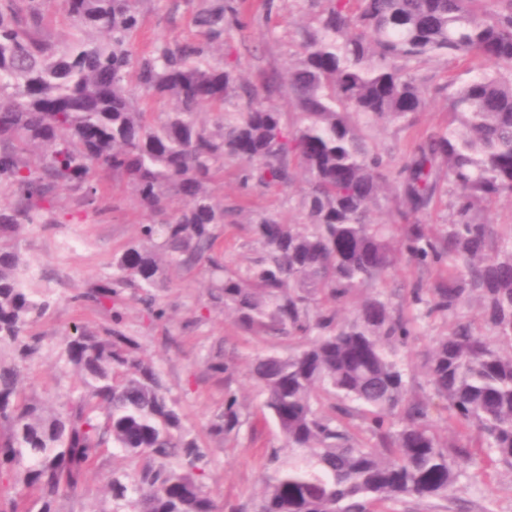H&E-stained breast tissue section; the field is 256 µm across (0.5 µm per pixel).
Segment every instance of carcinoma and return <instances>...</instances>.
Segmentation results:
<instances>
[{
    "instance_id": "obj_1",
    "label": "carcinoma",
    "mask_w": 512,
    "mask_h": 512,
    "mask_svg": "<svg viewBox=\"0 0 512 512\" xmlns=\"http://www.w3.org/2000/svg\"><path fill=\"white\" fill-rule=\"evenodd\" d=\"M43 2L0 0V512H64L114 448L127 470L112 474L109 503L85 512H224L198 435L121 313L100 333L76 326L67 336L69 392L50 402L21 387L42 354L34 328L50 302L28 287L14 240L58 223L61 192L108 209L103 171L152 220L113 258L112 278L71 301L104 308L132 287L163 323L153 289L170 270H198L210 307L231 311L242 333L298 341L251 366L262 410L292 452L263 477L251 512L448 502L477 461L512 468V230L487 218L512 196V0H317L298 61L268 85L293 102L290 117L258 101L239 62L211 53L242 24L245 0L194 11L205 41L141 52V0H59L71 29L61 41L42 34ZM434 57L446 59L448 81L431 90L423 67ZM429 93L448 105V123L432 131L419 129ZM143 95L173 107L145 112ZM233 97L242 107L224 111ZM379 122L411 133L396 161L366 134ZM226 160L239 164L243 190L304 185V222L255 213L247 231L262 254L236 270L215 252L227 212L210 185ZM387 187L397 237L370 219ZM170 195L183 205L168 209ZM440 204L446 223H424ZM402 260L435 280L415 281L399 307L376 285ZM364 287L374 292L356 315L339 318ZM472 300L476 320L463 314ZM438 317L453 326L433 340L428 394L417 396L399 348ZM436 400L452 430L445 442ZM243 424L228 393L205 434L222 444Z\"/></svg>"
}]
</instances>
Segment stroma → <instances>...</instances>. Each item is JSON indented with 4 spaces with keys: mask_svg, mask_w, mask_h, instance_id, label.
Returning <instances> with one entry per match:
<instances>
[{
    "mask_svg": "<svg viewBox=\"0 0 512 512\" xmlns=\"http://www.w3.org/2000/svg\"><path fill=\"white\" fill-rule=\"evenodd\" d=\"M193 0H144L143 30L148 40L181 41L200 38L192 22ZM317 0H271L270 6L255 5L245 26L231 30L224 39L225 51L241 62L244 79L257 88L259 100L282 112L292 111L286 95L271 94L267 84L274 74L285 71L300 51L301 28L317 14ZM225 209L235 216L223 238L224 262L243 266L259 257L260 246L252 241L245 227L256 210L275 213L285 222L301 223V188H257L244 195L233 165L224 167V183L216 189ZM110 208L102 214L80 208L70 193L56 199L59 221L22 234L17 249L34 275L32 285L52 300L37 330L44 336V350L31 363L24 376L27 391L55 396L76 381L75 374L62 367L59 355L74 325L99 330L110 322V314L99 309H83L72 303L71 295L88 283L112 275V257L135 238L145 220L129 192L110 193ZM169 288L157 291L158 301L169 313L166 325L151 322L131 288L123 289L114 300L124 319V328L141 344L142 356L161 373L169 396L180 406L184 424L201 433L211 416L224 405L225 392L236 394L250 415L236 442L209 446L207 485L226 512L250 507L259 497L262 477L269 472L268 457L277 453L287 461L274 423L265 418L261 398L248 378L249 364L257 357L276 352L288 354L286 340L249 336L235 326L225 312L210 309L206 278L201 273L170 272ZM223 351L234 365L233 373L217 379L209 370L211 357ZM121 455L109 457L106 465L92 471L76 494L64 502L65 512H81L83 506L104 496L113 472L124 470ZM456 503L447 512H512V468L482 464L471 478L460 484Z\"/></svg>",
    "mask_w": 512,
    "mask_h": 512,
    "instance_id": "stroma-1",
    "label": "stroma"
}]
</instances>
